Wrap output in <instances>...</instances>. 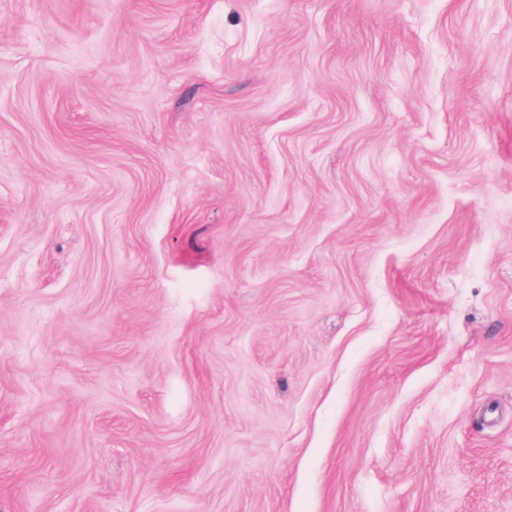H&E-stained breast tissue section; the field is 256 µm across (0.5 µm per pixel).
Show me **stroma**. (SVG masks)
<instances>
[{
    "label": "stroma",
    "instance_id": "stroma-1",
    "mask_svg": "<svg viewBox=\"0 0 512 512\" xmlns=\"http://www.w3.org/2000/svg\"><path fill=\"white\" fill-rule=\"evenodd\" d=\"M0 512H512V0H0Z\"/></svg>",
    "mask_w": 512,
    "mask_h": 512
}]
</instances>
